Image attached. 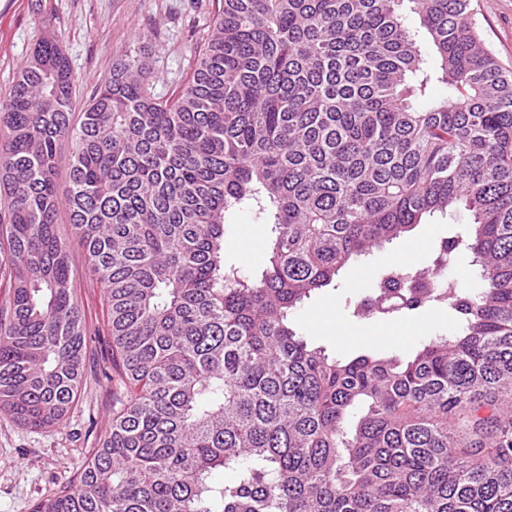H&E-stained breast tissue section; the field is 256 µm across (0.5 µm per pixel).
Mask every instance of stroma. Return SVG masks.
Segmentation results:
<instances>
[{"mask_svg": "<svg viewBox=\"0 0 512 512\" xmlns=\"http://www.w3.org/2000/svg\"><path fill=\"white\" fill-rule=\"evenodd\" d=\"M218 7V0H0V97L8 96L21 63L49 30L61 37L77 78L74 112L84 110L113 61L133 48L149 63L154 95L174 97L213 32ZM471 7L487 48L512 71V0H471ZM469 222L461 208L437 212L408 236L349 262L338 276L337 289L327 290L294 314L298 333L336 357H407L426 337L449 334L454 323L443 306L391 319H368L357 315L355 307L373 295L389 269L430 263L440 242L464 232ZM225 227L227 261L258 274L266 258L269 225L243 210L229 214ZM56 232L74 260L73 294L88 340L84 375L61 426L33 430L0 413V512H30L38 498L75 480L121 408L124 387L112 365L104 288L83 260V245L67 210H59Z\"/></svg>", "mask_w": 512, "mask_h": 512, "instance_id": "stroma-1", "label": "stroma"}]
</instances>
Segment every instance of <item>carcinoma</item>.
I'll return each mask as SVG.
<instances>
[{
    "label": "carcinoma",
    "instance_id": "cac0c4a2",
    "mask_svg": "<svg viewBox=\"0 0 512 512\" xmlns=\"http://www.w3.org/2000/svg\"><path fill=\"white\" fill-rule=\"evenodd\" d=\"M410 2L431 60L403 0H222L174 98L132 50L78 125L58 36L35 46L0 99V412L47 429L77 397L62 203L126 397L77 480L32 512H512V73L470 0ZM459 206L465 236L376 288L377 316L443 305L452 335L402 359L297 334L291 315L351 259ZM241 208L271 225L254 278L224 255ZM461 246L476 288L439 279Z\"/></svg>",
    "mask_w": 512,
    "mask_h": 512
}]
</instances>
